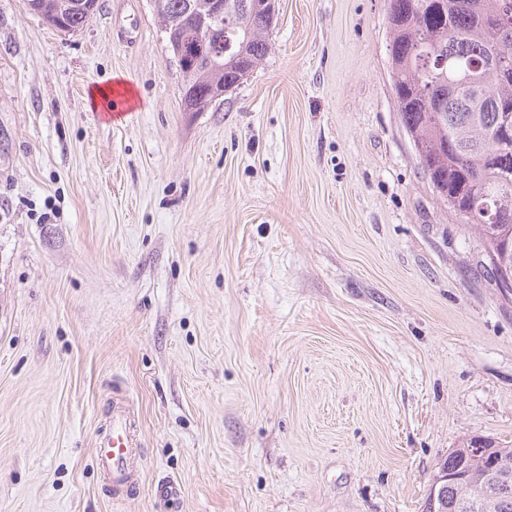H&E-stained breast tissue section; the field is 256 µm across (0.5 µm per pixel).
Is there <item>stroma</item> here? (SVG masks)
I'll return each instance as SVG.
<instances>
[{
    "mask_svg": "<svg viewBox=\"0 0 512 512\" xmlns=\"http://www.w3.org/2000/svg\"><path fill=\"white\" fill-rule=\"evenodd\" d=\"M387 6L279 0L189 113L148 0L70 34L0 0V512H422L461 441H512V299L402 128ZM136 447L132 421L122 407H113L110 427L97 438L95 452L100 468L116 490L129 483Z\"/></svg>",
    "mask_w": 512,
    "mask_h": 512,
    "instance_id": "obj_1",
    "label": "stroma"
}]
</instances>
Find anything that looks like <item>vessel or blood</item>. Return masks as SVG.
I'll return each mask as SVG.
<instances>
[{"label": "vessel or blood", "mask_w": 512, "mask_h": 512, "mask_svg": "<svg viewBox=\"0 0 512 512\" xmlns=\"http://www.w3.org/2000/svg\"><path fill=\"white\" fill-rule=\"evenodd\" d=\"M137 443L134 425L122 407H113L109 428L96 441V458L114 489L127 486L131 475V460Z\"/></svg>", "instance_id": "b4317fda"}]
</instances>
